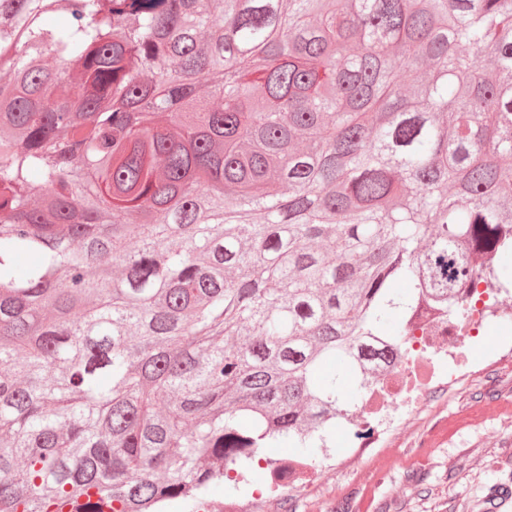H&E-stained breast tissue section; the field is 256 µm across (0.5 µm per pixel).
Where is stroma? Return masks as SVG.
Listing matches in <instances>:
<instances>
[{
    "instance_id": "obj_1",
    "label": "stroma",
    "mask_w": 512,
    "mask_h": 512,
    "mask_svg": "<svg viewBox=\"0 0 512 512\" xmlns=\"http://www.w3.org/2000/svg\"><path fill=\"white\" fill-rule=\"evenodd\" d=\"M512 362L486 368L451 389L437 392L427 414H411L392 431L391 448L379 461L382 488L373 512H512V492L491 499L502 471L512 470ZM362 471L337 469L328 460L305 491L269 499L244 485L235 496L215 487L212 512L236 499L242 512H336L357 507Z\"/></svg>"
}]
</instances>
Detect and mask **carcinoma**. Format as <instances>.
Instances as JSON below:
<instances>
[{"mask_svg":"<svg viewBox=\"0 0 512 512\" xmlns=\"http://www.w3.org/2000/svg\"><path fill=\"white\" fill-rule=\"evenodd\" d=\"M0 70V512L313 461L512 291V0H0Z\"/></svg>","mask_w":512,"mask_h":512,"instance_id":"obj_1","label":"carcinoma"}]
</instances>
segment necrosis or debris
Returning a JSON list of instances; mask_svg holds the SVG:
<instances>
[{
	"label": "necrosis or debris",
	"instance_id": "1",
	"mask_svg": "<svg viewBox=\"0 0 512 512\" xmlns=\"http://www.w3.org/2000/svg\"><path fill=\"white\" fill-rule=\"evenodd\" d=\"M497 305H477L462 325L451 327L429 312L412 331L411 343L388 368L383 387L374 389L346 419L350 444L342 465L357 469L369 449L380 447L387 430L405 413L417 409L435 391L451 386L467 364L474 335L497 321Z\"/></svg>",
	"mask_w": 512,
	"mask_h": 512
}]
</instances>
